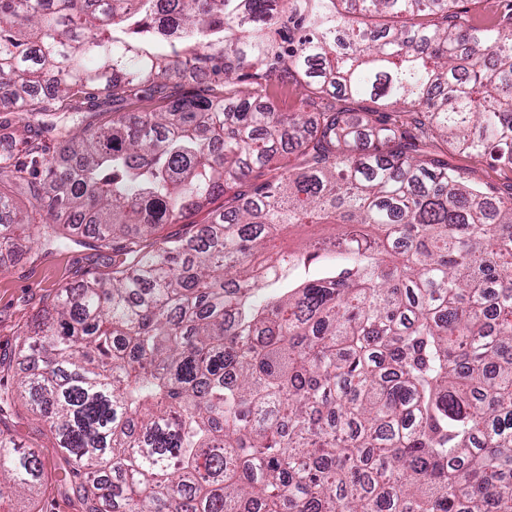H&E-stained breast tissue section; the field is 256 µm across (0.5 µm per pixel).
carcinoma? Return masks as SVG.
<instances>
[{
	"label": "carcinoma",
	"mask_w": 512,
	"mask_h": 512,
	"mask_svg": "<svg viewBox=\"0 0 512 512\" xmlns=\"http://www.w3.org/2000/svg\"><path fill=\"white\" fill-rule=\"evenodd\" d=\"M456 2L0 0V99L78 159L36 182L0 154V252L72 223L112 250L22 335L15 384L0 360V498L42 480L23 407L82 512H512V195L436 146L512 167V21ZM141 86L166 107L74 134L45 106ZM301 224L339 232L269 247Z\"/></svg>",
	"instance_id": "cac0c4a2"
}]
</instances>
